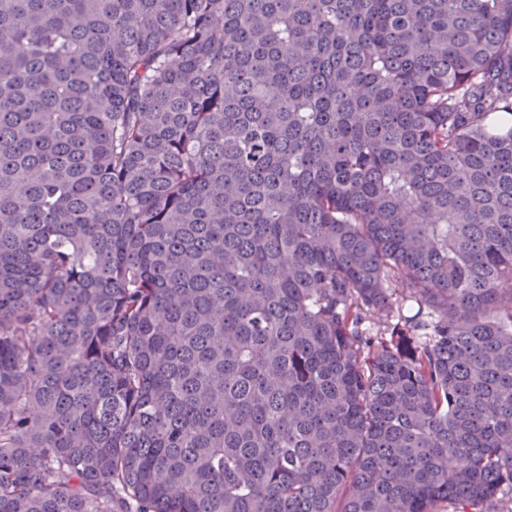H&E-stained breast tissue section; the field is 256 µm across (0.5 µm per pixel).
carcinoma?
I'll return each instance as SVG.
<instances>
[{
  "mask_svg": "<svg viewBox=\"0 0 512 512\" xmlns=\"http://www.w3.org/2000/svg\"><path fill=\"white\" fill-rule=\"evenodd\" d=\"M505 495L512 0H0V512Z\"/></svg>",
  "mask_w": 512,
  "mask_h": 512,
  "instance_id": "carcinoma-1",
  "label": "carcinoma"
}]
</instances>
